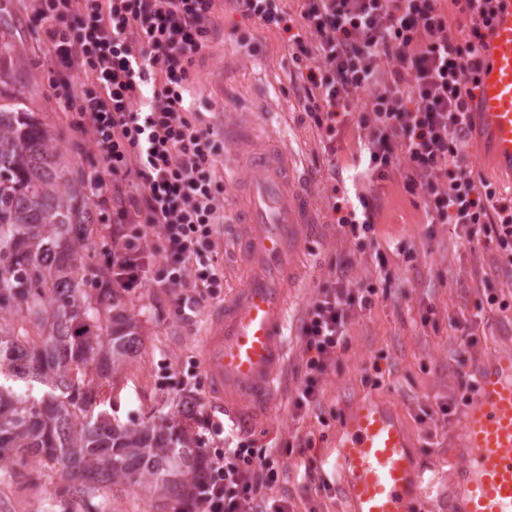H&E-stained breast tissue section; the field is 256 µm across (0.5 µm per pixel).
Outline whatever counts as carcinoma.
Returning <instances> with one entry per match:
<instances>
[{
	"label": "carcinoma",
	"mask_w": 512,
	"mask_h": 512,
	"mask_svg": "<svg viewBox=\"0 0 512 512\" xmlns=\"http://www.w3.org/2000/svg\"><path fill=\"white\" fill-rule=\"evenodd\" d=\"M16 54L0 35V463L59 467L61 503L131 486L191 495L204 441L181 421L122 423L86 379L117 375L142 346L124 288L96 261L93 174L72 171L52 128L8 91Z\"/></svg>",
	"instance_id": "carcinoma-1"
}]
</instances>
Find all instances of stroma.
<instances>
[{"label": "stroma", "instance_id": "35a3bbf8", "mask_svg": "<svg viewBox=\"0 0 512 512\" xmlns=\"http://www.w3.org/2000/svg\"><path fill=\"white\" fill-rule=\"evenodd\" d=\"M33 7V0H0V18L7 21L17 47L16 88L32 112L52 126L54 145L71 170H102L90 136L75 129V113L58 106L52 82L60 72L48 52L46 27L35 21ZM216 23L192 70L190 90L202 121L220 131L225 119L258 124L264 109L273 108L269 134L290 144L316 177L321 235L307 245L299 261V285L288 291V354L277 382L278 394L268 411L245 408L222 414L211 407L205 377L186 376L190 366L201 363L200 344L213 310L223 304L228 290L244 285L248 276L234 246L235 227L228 222L220 226L215 248L223 286L188 315H178L174 293L156 283L128 292L126 309L142 328L143 345L117 377H93L90 386L96 399L123 422L193 407L186 423L211 448L223 447L224 439L210 432L206 425L210 418L244 423L248 437L259 448H278L297 438L312 437L311 450L286 462L272 494L289 496L295 512H347L348 504L338 488L306 496L304 463H320L334 445L346 410L360 397L371 395L398 415L426 465L416 512H451L448 460L455 455L460 421H443L437 404L456 392L460 373L475 375L480 365L479 359H472L459 366L463 343L448 326L449 316L472 312L478 297L474 246L456 236L451 225L429 223L421 199L406 192L400 176L374 183L365 178L359 167L365 132L354 112L339 126L336 165L343 172L348 193L375 190L378 213L374 241L342 236L328 206L333 180L327 164L320 161L322 137L300 121V80L288 54L286 33L244 19L229 0H219ZM241 32L248 35V46L237 43ZM403 247L414 252L413 262L404 261L399 253ZM378 249L386 255L403 293L355 316L349 327V345L322 383L320 415L294 417L292 399L302 380L301 320L319 289L330 284L332 269L344 259L354 262V280L371 281ZM430 306L436 310L434 321L421 325L418 314ZM62 485L54 466L0 467V512H54ZM176 509V502H157L139 486L114 496L97 492L73 507L74 512Z\"/></svg>", "mask_w": 512, "mask_h": 512}]
</instances>
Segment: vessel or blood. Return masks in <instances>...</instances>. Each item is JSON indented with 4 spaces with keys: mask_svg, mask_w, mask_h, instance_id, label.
<instances>
[{
    "mask_svg": "<svg viewBox=\"0 0 512 512\" xmlns=\"http://www.w3.org/2000/svg\"><path fill=\"white\" fill-rule=\"evenodd\" d=\"M478 122L490 155L512 167V0H499L489 60L481 74ZM246 146L250 178L237 185L235 223L248 225L237 253L252 268L246 284L213 313L203 343L211 397L271 405L286 354L287 286L296 277L304 237L319 217L310 175L276 138L254 126L225 130ZM464 454L449 465L453 512H512V347L500 348L476 373L472 402L461 416ZM325 463L349 512H413L423 492V465L410 433L376 398L346 413Z\"/></svg>",
    "mask_w": 512,
    "mask_h": 512,
    "instance_id": "vessel-or-blood-1",
    "label": "vessel or blood"
}]
</instances>
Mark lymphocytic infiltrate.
Instances as JSON below:
<instances>
[{
    "label": "lymphocytic infiltrate",
    "instance_id": "f902f5d3",
    "mask_svg": "<svg viewBox=\"0 0 512 512\" xmlns=\"http://www.w3.org/2000/svg\"><path fill=\"white\" fill-rule=\"evenodd\" d=\"M300 0L290 15L279 0H234L240 13L287 32L288 53L301 78L303 119L323 137L336 133L340 112H359L366 130V171L377 179L400 174L419 196L433 224L453 225L468 241L494 247L512 266V198L474 175L468 143L487 39L497 0ZM217 0H36L34 15L48 26V51L59 69L91 76L93 87L59 82L62 110L79 109L106 177L98 195L132 182L118 215L137 237L157 235L147 253L132 242L112 251V284L141 288L150 281L177 291L212 294L223 275L214 236L222 219L224 185L215 163L217 131L203 124L186 100L191 71L215 26ZM392 67L381 72L380 59ZM378 283L352 278L336 265L303 317L304 379L293 399L295 416L321 407L323 377L348 343V326L392 293V273L375 252ZM160 275H153V267ZM474 315L449 317L464 352L476 357L485 334V310L512 308L480 276ZM292 444L255 448L240 436L205 449L201 482L189 512H292L287 498L268 492L279 480Z\"/></svg>",
    "mask_w": 512,
    "mask_h": 512
}]
</instances>
